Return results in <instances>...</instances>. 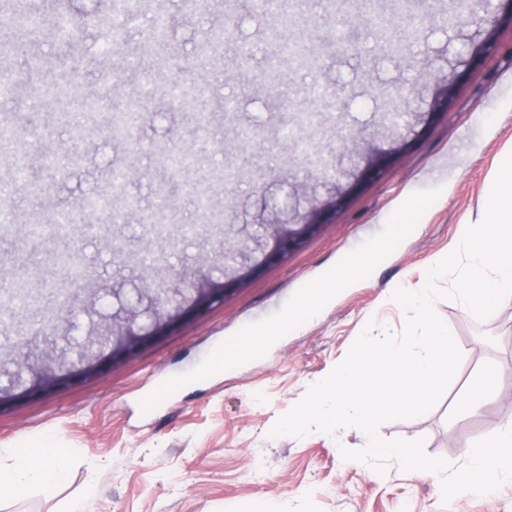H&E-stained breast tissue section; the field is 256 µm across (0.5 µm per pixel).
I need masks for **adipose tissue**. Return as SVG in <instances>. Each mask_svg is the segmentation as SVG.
Segmentation results:
<instances>
[{"label": "adipose tissue", "mask_w": 512, "mask_h": 512, "mask_svg": "<svg viewBox=\"0 0 512 512\" xmlns=\"http://www.w3.org/2000/svg\"><path fill=\"white\" fill-rule=\"evenodd\" d=\"M64 467L53 449L45 443L30 448H0V499L12 497L17 489L51 487L62 481Z\"/></svg>", "instance_id": "adipose-tissue-1"}]
</instances>
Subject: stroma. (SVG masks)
<instances>
[{
	"instance_id": "obj_1",
	"label": "stroma",
	"mask_w": 512,
	"mask_h": 512,
	"mask_svg": "<svg viewBox=\"0 0 512 512\" xmlns=\"http://www.w3.org/2000/svg\"><path fill=\"white\" fill-rule=\"evenodd\" d=\"M157 2L176 18L162 60L149 55L139 20L93 38L42 36L26 58L0 53V75L8 78L0 123L15 131L13 142L0 146V175L16 164L29 182L8 198L17 223L0 233V273L19 279L57 272L56 258L65 249L80 269L67 285L76 301L44 300L14 316L24 325L62 317L53 368L67 376L66 385L39 393V370L18 365L20 341H0V396L7 400L0 408V447L49 438L66 466L62 483L19 490L0 502V512H58L62 501L88 491L95 512H247L258 498L280 503L285 512H512V484L488 497L460 493L445 505L438 475L419 477L393 466L381 476L343 460L327 435H269L278 417L345 358L366 324L377 335L402 329L405 314L391 288L420 290L430 260L453 251L461 224L486 204L503 158L512 153V25L503 21L512 0H501L498 22H474L465 9L449 28L435 21L439 0H414L422 38L399 54L366 24L358 0L343 5L351 19L342 41L328 0H294L302 24L287 38L307 42L319 55L317 81L328 92L319 99L310 98L308 77L285 64L257 80L274 18L257 14L249 0H199L200 11L187 17L180 0ZM228 17L235 24L233 42L222 44L211 60H199L195 44ZM64 52L96 62L80 79L82 105L63 112L49 97L32 106L31 88L14 81L15 72L48 71ZM116 72L125 73L126 82L109 85ZM173 81L205 84L211 93L187 106L175 104L163 94ZM275 86L287 89L288 105L272 94ZM395 90L410 104L407 116L389 129L382 115ZM105 93L137 108L127 139H114L110 117L88 109ZM228 93L238 102L230 124L222 108ZM305 109L316 113L313 127L301 134L306 147L288 148L278 133L298 125ZM26 112L36 135L18 131ZM340 126L363 131L357 147L341 142ZM71 140L81 165L62 180L42 174L45 157ZM307 149L321 152L325 168L303 165ZM186 150L197 153L199 167L183 178L170 174L162 155ZM241 165L250 176L232 185L211 175ZM116 168L127 175L114 203L126 210L125 219L102 225L94 238L79 230L64 237L24 234L26 225L102 191ZM35 185L40 193H32ZM199 185L208 189L205 210L196 202ZM166 195L174 219L164 234H155L140 213ZM214 212L247 237L256 272L200 308L198 294L223 287L227 269L239 267L224 248L222 231L180 244L183 226L208 224ZM309 212L322 230L284 257H272L275 241L267 226L293 224ZM383 238L389 249L372 270L340 279ZM120 246L125 256H118ZM147 251L164 254L155 285L176 290L164 309L179 322L168 328L142 295L138 259ZM325 285L331 291L318 313L289 325L308 290ZM436 311L463 354L456 375L431 410L386 422L379 434L424 438L429 455L458 467L465 462L463 446L512 416V305L482 321L456 301H438ZM129 325L150 343L117 365L110 346L93 347L99 373L81 379L84 363L67 356V348L90 336H120ZM264 328L277 337L262 355L210 369L215 343L230 349ZM486 369L499 378L498 398L476 416L458 417V399Z\"/></svg>"
}]
</instances>
